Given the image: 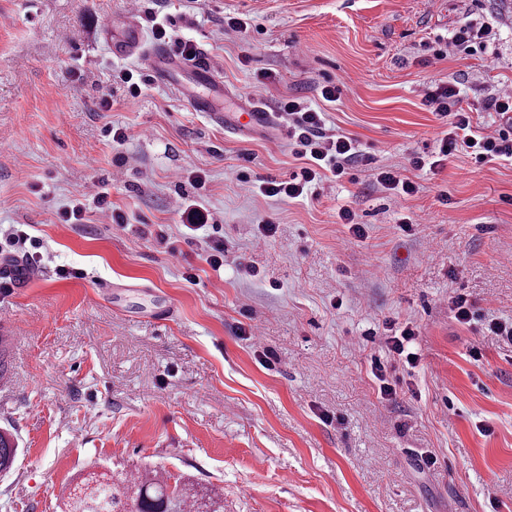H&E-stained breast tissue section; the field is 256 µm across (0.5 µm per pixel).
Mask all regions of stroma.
<instances>
[{"label":"stroma","instance_id":"1","mask_svg":"<svg viewBox=\"0 0 512 512\" xmlns=\"http://www.w3.org/2000/svg\"><path fill=\"white\" fill-rule=\"evenodd\" d=\"M149 11L218 62L229 98L272 112L303 98L418 192L391 195L358 167L315 199L261 195L254 177L301 165L286 138L228 134L172 88L150 80L133 99L114 81L145 71L110 44ZM229 16L247 32H225ZM479 18L493 41L429 62ZM445 82L474 126L496 121L483 101L512 85V0H0V226L43 243L35 277L0 297V427L20 448L0 512H61L58 487L99 466L189 476L223 489L224 512H512V344L448 307L457 292L512 318V164L462 150L408 167L443 128L423 96ZM328 84L338 101L322 99ZM101 183L127 227L58 221ZM183 194L222 224L223 269L205 238L159 244L184 231ZM343 206L363 241L339 224ZM63 266L82 278H59ZM392 324L414 329L416 366L389 352Z\"/></svg>","mask_w":512,"mask_h":512}]
</instances>
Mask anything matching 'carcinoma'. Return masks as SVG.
Returning <instances> with one entry per match:
<instances>
[{"label":"carcinoma","instance_id":"1","mask_svg":"<svg viewBox=\"0 0 512 512\" xmlns=\"http://www.w3.org/2000/svg\"><path fill=\"white\" fill-rule=\"evenodd\" d=\"M17 457L12 434L0 431V473ZM66 512H224V491L149 467L103 481L89 476L68 488Z\"/></svg>","mask_w":512,"mask_h":512}]
</instances>
